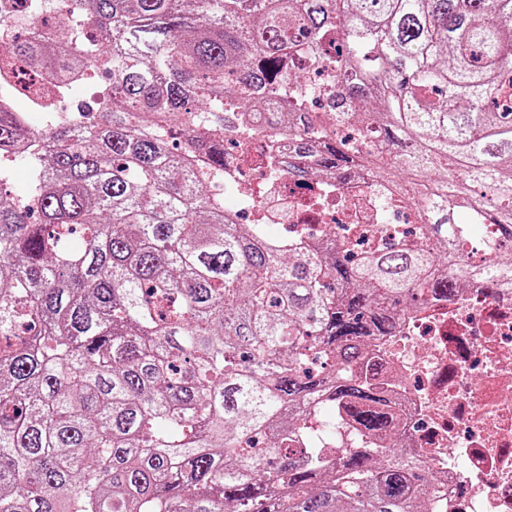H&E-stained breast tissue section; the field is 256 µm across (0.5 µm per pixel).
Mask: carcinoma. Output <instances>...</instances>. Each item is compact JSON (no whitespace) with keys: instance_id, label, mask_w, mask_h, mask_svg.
<instances>
[{"instance_id":"carcinoma-1","label":"carcinoma","mask_w":512,"mask_h":512,"mask_svg":"<svg viewBox=\"0 0 512 512\" xmlns=\"http://www.w3.org/2000/svg\"><path fill=\"white\" fill-rule=\"evenodd\" d=\"M26 2L8 51L66 83L30 90L38 125L0 109V167L30 172L0 192V512H439L403 449L310 431L342 403L385 434L366 340L461 280L512 289V0ZM302 46L341 81L322 105L281 78ZM264 128L291 177L434 183L421 241L235 223L200 179Z\"/></svg>"}]
</instances>
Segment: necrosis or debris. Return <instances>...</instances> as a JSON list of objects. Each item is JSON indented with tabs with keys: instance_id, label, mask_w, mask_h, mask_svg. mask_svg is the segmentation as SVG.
I'll return each instance as SVG.
<instances>
[{
	"instance_id": "necrosis-or-debris-1",
	"label": "necrosis or debris",
	"mask_w": 512,
	"mask_h": 512,
	"mask_svg": "<svg viewBox=\"0 0 512 512\" xmlns=\"http://www.w3.org/2000/svg\"><path fill=\"white\" fill-rule=\"evenodd\" d=\"M228 193L250 203L252 219L286 227L289 235L326 224H350L366 246L386 240L390 224H420L424 211L399 199L393 186L356 174L324 193L337 208L310 221L296 211L307 183L287 174L261 192L228 177ZM366 359L378 364L370 385L391 426L384 441L429 465L448 512H512V291L465 287L405 315L394 335L370 340ZM337 448H372L357 436L345 409L313 426Z\"/></svg>"
}]
</instances>
